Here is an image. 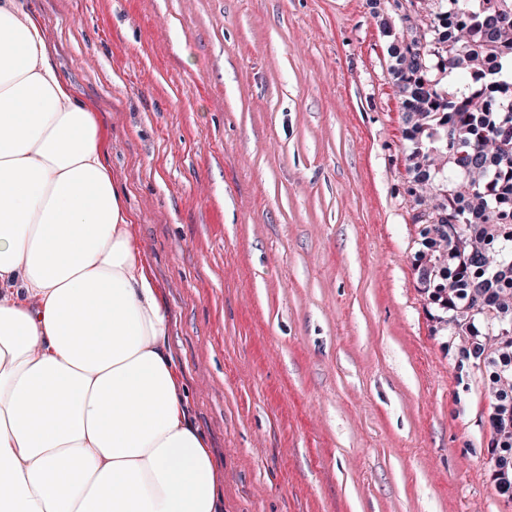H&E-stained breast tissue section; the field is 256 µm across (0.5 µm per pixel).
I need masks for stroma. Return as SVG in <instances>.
<instances>
[{
	"label": "stroma",
	"instance_id": "1",
	"mask_svg": "<svg viewBox=\"0 0 512 512\" xmlns=\"http://www.w3.org/2000/svg\"><path fill=\"white\" fill-rule=\"evenodd\" d=\"M92 110L222 512H512L413 256L369 0H19Z\"/></svg>",
	"mask_w": 512,
	"mask_h": 512
}]
</instances>
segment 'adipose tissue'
I'll list each match as a JSON object with an SVG mask.
<instances>
[{"label": "adipose tissue", "mask_w": 512, "mask_h": 512, "mask_svg": "<svg viewBox=\"0 0 512 512\" xmlns=\"http://www.w3.org/2000/svg\"><path fill=\"white\" fill-rule=\"evenodd\" d=\"M94 116L0 0V512H217Z\"/></svg>", "instance_id": "adipose-tissue-1"}]
</instances>
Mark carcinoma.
<instances>
[{"instance_id": "obj_1", "label": "carcinoma", "mask_w": 512, "mask_h": 512, "mask_svg": "<svg viewBox=\"0 0 512 512\" xmlns=\"http://www.w3.org/2000/svg\"><path fill=\"white\" fill-rule=\"evenodd\" d=\"M386 2L413 270L432 319L490 372L493 480L512 499V0Z\"/></svg>"}]
</instances>
